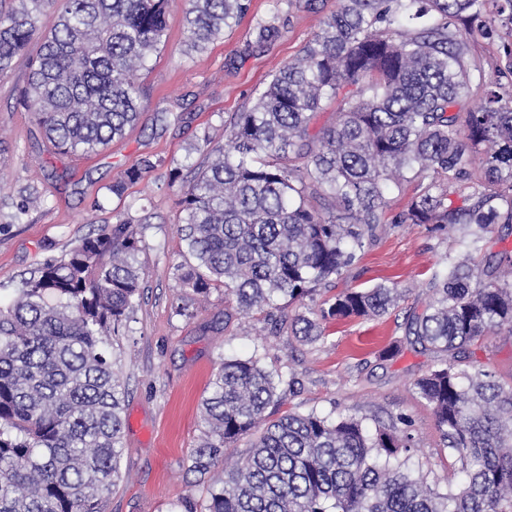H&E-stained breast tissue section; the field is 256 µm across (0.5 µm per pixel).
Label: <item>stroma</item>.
<instances>
[{
    "label": "stroma",
    "mask_w": 512,
    "mask_h": 512,
    "mask_svg": "<svg viewBox=\"0 0 512 512\" xmlns=\"http://www.w3.org/2000/svg\"><path fill=\"white\" fill-rule=\"evenodd\" d=\"M338 6V0H249L233 30L198 53L186 45L184 4L172 0L166 42L136 74L145 107L139 123L89 155L59 153L22 101L28 58L36 54L39 37H32L26 56L0 73V301L9 302L22 279L103 225L132 218L140 240L143 296L126 334L111 340L128 392L120 478L103 512H172L186 498L203 512L208 485L188 472L187 458L202 435L201 400L225 357L255 355L281 375L280 398L266 410L272 420L316 411L385 422L406 413L418 439L415 459L430 481L444 489L457 480L458 465L439 446L432 410L413 388L440 355L409 335L407 320L422 312L442 256L466 250L456 233L396 223L425 187L424 179L390 190L386 222L362 258L314 297L319 305L345 289L391 280L403 296L387 315L327 323L323 337L309 342L288 329L271 334L258 312L225 316L223 286L204 300L183 297L175 278L188 253L178 232L181 193L169 179L171 169L191 179L208 160L205 143H224L233 113L253 104ZM263 24L277 28V36L260 39ZM469 47L479 67L472 90L477 98L512 59V30L474 35ZM144 159L153 169L127 184L122 196L113 195L112 183ZM21 206L27 213L17 223L12 216ZM181 302L188 315L177 314ZM466 360L512 384V334L476 341Z\"/></svg>",
    "instance_id": "obj_1"
}]
</instances>
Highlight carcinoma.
Segmentation results:
<instances>
[{
    "label": "carcinoma",
    "instance_id": "cac0c4a2",
    "mask_svg": "<svg viewBox=\"0 0 512 512\" xmlns=\"http://www.w3.org/2000/svg\"><path fill=\"white\" fill-rule=\"evenodd\" d=\"M172 0H19L0 14V73L45 27L31 62L25 105L62 153L106 147L144 107L136 72L165 43ZM248 0H184L187 42L203 52L235 24ZM512 29V0H340L253 105L231 118L212 161L181 183L180 228L192 261L181 287L206 297L224 285L237 311L283 328L278 302H301L350 267L384 223L386 192L405 174L431 178L396 216L460 233L468 251L512 224V93L491 82L471 109L468 37ZM336 103V123L312 135L314 115ZM496 187L466 207L448 206L481 146ZM154 168L148 159L112 183L114 195ZM498 199L502 206L491 204ZM138 239L129 218L103 225L21 282L0 306V512H102L119 477L126 383L108 352L141 295ZM504 278L474 282L450 253L413 318L417 340L448 358L414 381L431 407L442 448L461 480L446 491L411 462L405 414L370 428L352 415L314 411L265 421L275 375L257 357L225 359L201 402L204 436L188 471L204 478L224 448L255 435L236 467L212 478L206 512H512V384L466 347L512 333V253ZM397 284L346 289L293 320L295 333L380 317Z\"/></svg>",
    "mask_w": 512,
    "mask_h": 512
}]
</instances>
